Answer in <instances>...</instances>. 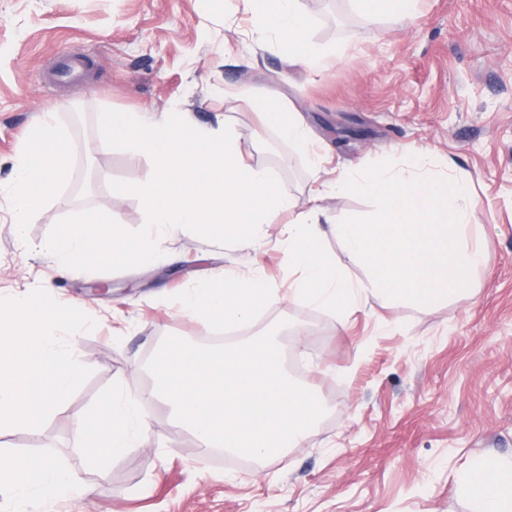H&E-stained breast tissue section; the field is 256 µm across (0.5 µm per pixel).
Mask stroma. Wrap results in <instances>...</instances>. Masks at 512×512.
<instances>
[{
  "instance_id": "stroma-1",
  "label": "stroma",
  "mask_w": 512,
  "mask_h": 512,
  "mask_svg": "<svg viewBox=\"0 0 512 512\" xmlns=\"http://www.w3.org/2000/svg\"><path fill=\"white\" fill-rule=\"evenodd\" d=\"M298 7L310 43L341 52L326 71L290 66L246 0H0V182L19 151L40 153L31 132L42 119L62 131L66 152L22 234L0 192V301L24 294L55 305L62 329L50 341L75 342L85 366L56 416L0 428V454L28 463L20 478L49 457L79 479L80 494L40 512H472L462 464L512 459V0H419L406 22L367 19L355 0ZM64 51L91 59L89 80L44 83ZM262 97L300 113L319 168L262 124L252 105ZM104 108L225 121L245 161L272 169L301 210L322 191L321 170L390 158L448 173L475 202L470 236L488 261L468 293L429 307L372 298L340 317L296 300L253 320L248 337L276 330L303 382L334 403L288 452L255 466L203 452L158 400L146 443L100 476L76 432L100 391L117 381L133 399L150 388L146 362L166 336L211 342V328L179 315L174 295L218 271L260 267L284 290L296 278L274 246L285 215L260 252L184 231L148 266L59 267L44 250L57 221L96 209L131 231L146 222L139 197L109 183H146L154 163L104 143Z\"/></svg>"
}]
</instances>
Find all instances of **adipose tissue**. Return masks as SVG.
I'll return each mask as SVG.
<instances>
[{
  "instance_id": "obj_1",
  "label": "adipose tissue",
  "mask_w": 512,
  "mask_h": 512,
  "mask_svg": "<svg viewBox=\"0 0 512 512\" xmlns=\"http://www.w3.org/2000/svg\"><path fill=\"white\" fill-rule=\"evenodd\" d=\"M255 23L281 35L280 47L289 62L319 71L336 58V50H316L308 41L309 21L298 11L297 0H250ZM267 124L275 127L301 151H309L311 137L300 115L274 106L272 100L256 102ZM33 139L42 144L40 155L21 154L8 187L16 228H23L44 203L43 190L62 173L64 140L48 122L37 125ZM54 307L29 309L24 301L0 302V421L32 424L53 416L80 383L82 369L75 344L34 348L33 333H54ZM458 483L477 503L475 512H512V460H471L460 471ZM74 475L54 460L39 461L31 480H20L16 463L0 457V489L14 494L16 512H34L36 505L69 495L76 487Z\"/></svg>"
}]
</instances>
